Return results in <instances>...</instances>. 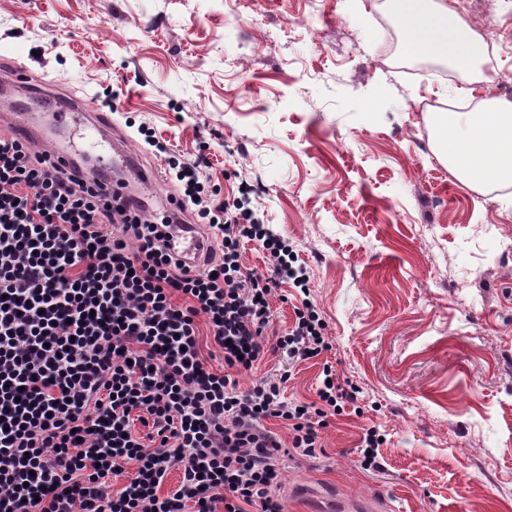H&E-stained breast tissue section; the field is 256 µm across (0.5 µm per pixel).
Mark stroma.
Masks as SVG:
<instances>
[{
  "instance_id": "obj_1",
  "label": "stroma",
  "mask_w": 512,
  "mask_h": 512,
  "mask_svg": "<svg viewBox=\"0 0 512 512\" xmlns=\"http://www.w3.org/2000/svg\"><path fill=\"white\" fill-rule=\"evenodd\" d=\"M447 2L512 42V0ZM403 42L384 0H0V58L27 61L32 96L93 97L147 167L142 122L207 154L210 187L255 186L305 262L332 351L266 355L239 385L288 370L285 397L310 403L329 364L359 395L287 460L283 512H512V194L440 163L417 108L502 97L512 54L452 81ZM372 426L375 471L358 464Z\"/></svg>"
}]
</instances>
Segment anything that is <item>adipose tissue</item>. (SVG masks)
I'll use <instances>...</instances> for the list:
<instances>
[{"instance_id": "1", "label": "adipose tissue", "mask_w": 512, "mask_h": 512, "mask_svg": "<svg viewBox=\"0 0 512 512\" xmlns=\"http://www.w3.org/2000/svg\"><path fill=\"white\" fill-rule=\"evenodd\" d=\"M407 48L414 54L481 72L485 45L453 17L446 0H388ZM431 125L439 153L467 184L512 183V102L490 101L475 112H435Z\"/></svg>"}]
</instances>
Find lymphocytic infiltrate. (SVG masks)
I'll use <instances>...</instances> for the list:
<instances>
[{
  "label": "lymphocytic infiltrate",
  "instance_id": "f902f5d3",
  "mask_svg": "<svg viewBox=\"0 0 512 512\" xmlns=\"http://www.w3.org/2000/svg\"><path fill=\"white\" fill-rule=\"evenodd\" d=\"M145 141L175 173L176 213L108 199L84 165L0 136V512H281L273 489L286 460L314 456L320 428L357 399L328 365L304 405L268 379L240 389L264 353L293 363L331 350L307 302L288 332L264 336L273 288L308 294L307 270L259 220L249 190L212 198L206 155L185 162ZM188 212L208 230L202 270L164 249ZM247 242L268 253L269 275L244 266ZM200 319L223 369L202 356ZM174 469L180 480L165 489Z\"/></svg>",
  "mask_w": 512,
  "mask_h": 512
}]
</instances>
